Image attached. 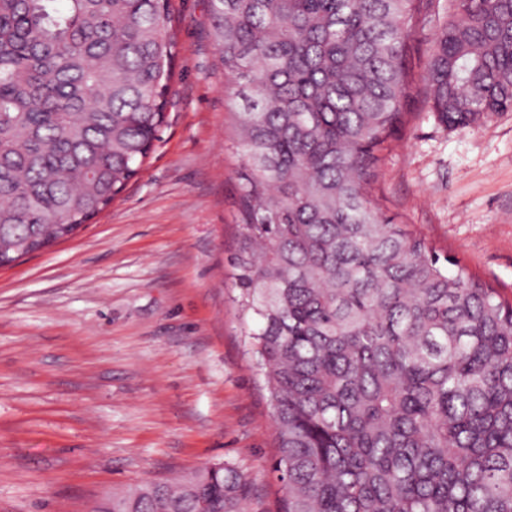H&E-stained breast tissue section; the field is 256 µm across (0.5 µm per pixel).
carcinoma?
I'll return each mask as SVG.
<instances>
[{"mask_svg": "<svg viewBox=\"0 0 512 512\" xmlns=\"http://www.w3.org/2000/svg\"><path fill=\"white\" fill-rule=\"evenodd\" d=\"M0 0V261L75 234L160 141L171 0ZM210 0L242 164L238 304L269 392L279 512H512V301L375 195L414 95L445 126L512 112V0ZM456 270L451 271L448 266ZM230 463L101 512H242ZM433 30V27L428 25L424 28H418L414 34L411 66L412 76L418 87L424 86V68L433 39Z\"/></svg>", "mask_w": 512, "mask_h": 512, "instance_id": "carcinoma-1", "label": "carcinoma"}]
</instances>
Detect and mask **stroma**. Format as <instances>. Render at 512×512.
<instances>
[{
	"instance_id": "obj_1",
	"label": "stroma",
	"mask_w": 512,
	"mask_h": 512,
	"mask_svg": "<svg viewBox=\"0 0 512 512\" xmlns=\"http://www.w3.org/2000/svg\"><path fill=\"white\" fill-rule=\"evenodd\" d=\"M179 40L161 140L73 237L0 268V512H88L147 479L228 462L244 512H276L268 392L232 258L240 159L210 0H172ZM378 197L512 297V112L440 125L425 96Z\"/></svg>"
}]
</instances>
